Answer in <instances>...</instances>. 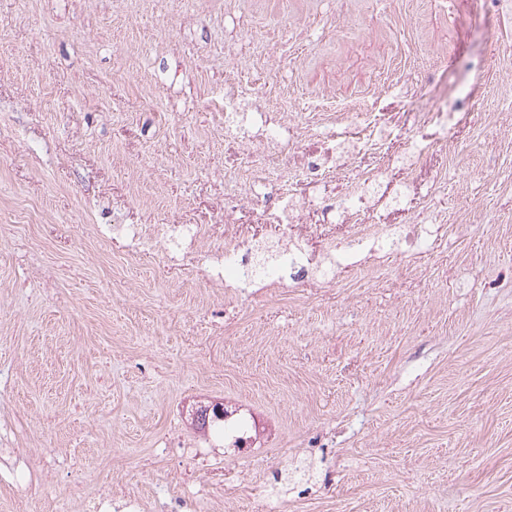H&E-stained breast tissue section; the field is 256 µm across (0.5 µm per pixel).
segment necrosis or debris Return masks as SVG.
<instances>
[{
    "mask_svg": "<svg viewBox=\"0 0 512 512\" xmlns=\"http://www.w3.org/2000/svg\"><path fill=\"white\" fill-rule=\"evenodd\" d=\"M290 113L269 111L261 96L245 97L232 76L224 78V151L238 161L240 143L252 142L255 151L246 165V183H234L224 192L225 220L220 224H186L182 234L200 242L219 243L225 270L243 275L250 272L254 256L264 249L275 251L312 279L333 280L337 272L353 268L359 253L383 251L385 230L361 227L355 217L367 202L370 178H363L344 193L330 183L336 168L367 166L371 151L360 145L351 130L349 108L332 109V127L317 143L300 148L273 171L274 155L284 154ZM286 154V153H285ZM282 184L271 209L264 211L259 225L240 224L232 215L247 187L266 186L272 173ZM321 224L348 225L346 236L312 241L309 216Z\"/></svg>",
    "mask_w": 512,
    "mask_h": 512,
    "instance_id": "1",
    "label": "necrosis or debris"
}]
</instances>
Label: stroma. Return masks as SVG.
Segmentation results:
<instances>
[{
  "label": "stroma",
  "mask_w": 512,
  "mask_h": 512,
  "mask_svg": "<svg viewBox=\"0 0 512 512\" xmlns=\"http://www.w3.org/2000/svg\"><path fill=\"white\" fill-rule=\"evenodd\" d=\"M228 70L294 140L322 99L391 127L360 221L424 244L329 283L284 262L272 294L198 242L113 241L223 223ZM510 113L485 0H0V458L25 477L0 512H512ZM422 137L448 152L404 179ZM204 401L252 416L248 455L192 426Z\"/></svg>",
  "instance_id": "35a3bbf8"
}]
</instances>
